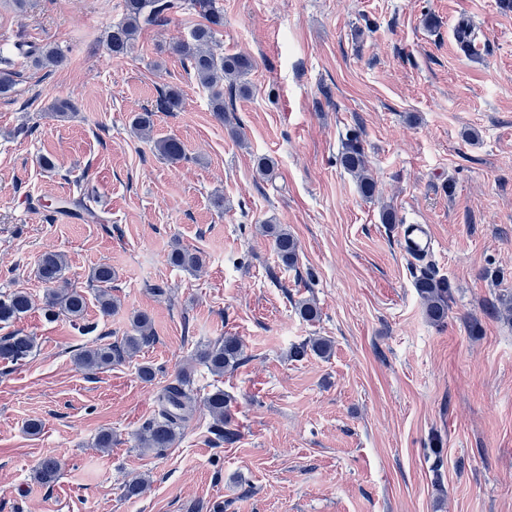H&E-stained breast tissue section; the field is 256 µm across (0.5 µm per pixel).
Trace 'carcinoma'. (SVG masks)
Listing matches in <instances>:
<instances>
[{"mask_svg": "<svg viewBox=\"0 0 512 512\" xmlns=\"http://www.w3.org/2000/svg\"><path fill=\"white\" fill-rule=\"evenodd\" d=\"M191 8L201 15L206 23L196 27L187 40L173 45V51L181 57L187 69L193 72L198 84L209 91L212 112L224 119V86L235 89L247 96L250 87L245 77L253 68L252 60L244 55H224L213 48L216 30L224 25V13L217 8L215 0H124V17L112 26L107 35V47L115 57L126 56L134 46L139 31L146 25H161L171 21L172 16ZM23 54L32 58L35 66L41 68L59 67L65 62L63 54L55 47L27 46ZM9 62L0 57V95H7L14 89L15 72L7 68ZM183 100L178 90L170 88L162 92L156 107L138 114L132 126L140 135L149 133L156 112H177ZM157 152L171 163L186 158L183 143L175 136H167L155 143ZM340 164L357 179L359 193L366 199L374 197L376 182L372 177L360 139L352 134L342 144ZM263 233L270 237L273 247L286 266L297 260L298 246L295 238L282 224L266 223ZM172 264L193 270L201 264V257L186 249L176 247L170 255ZM68 263L61 254L44 255L38 266L39 278L46 286L45 311L49 315L63 314L73 322L84 319L87 301L85 295L73 288H62L66 281ZM90 282L99 288L97 303L105 317L112 315L116 304L109 291L112 284V267L99 265L89 274ZM416 288L424 303L428 319L439 325L448 318V301L451 285L446 278H439L428 272L416 280ZM33 309L31 296L25 291H15L0 298V323L9 324ZM154 339L149 316L143 312L134 315L130 331L119 342L92 344L76 357L77 364L88 372L103 370L133 358L143 347ZM35 348L34 338L21 332L0 336V362L19 364L26 361ZM332 344L325 338H314L294 348L293 355L304 357L308 352L323 357L331 351ZM196 360L204 364L212 374L224 375V370L240 364L242 346L235 336H226L196 351ZM202 403L213 418L212 434L219 441L232 443L237 433L228 428L227 401L224 390L215 388L202 397ZM196 397L191 373L183 371L175 381L163 386L158 394L157 415L149 421L138 435V444L146 450L161 451L172 447L181 435L195 411ZM61 465L53 457H46L35 470L38 482L49 485L55 482Z\"/></svg>", "mask_w": 512, "mask_h": 512, "instance_id": "cac0c4a2", "label": "carcinoma"}]
</instances>
